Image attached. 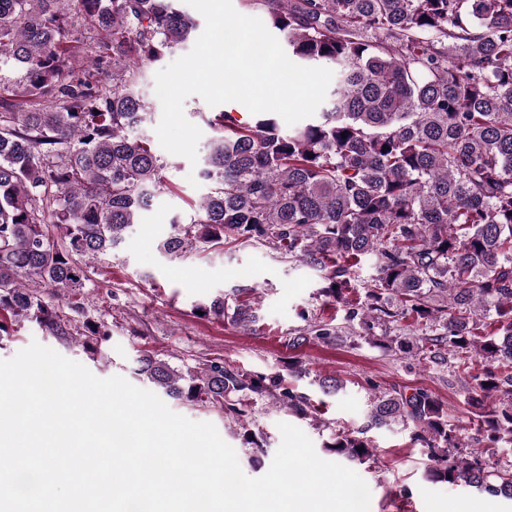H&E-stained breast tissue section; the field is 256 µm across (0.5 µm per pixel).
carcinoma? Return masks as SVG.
<instances>
[{
  "label": "carcinoma",
  "instance_id": "cac0c4a2",
  "mask_svg": "<svg viewBox=\"0 0 512 512\" xmlns=\"http://www.w3.org/2000/svg\"><path fill=\"white\" fill-rule=\"evenodd\" d=\"M179 0H0V340L17 322L102 358L107 322L71 315L49 291L78 292L127 240L163 186L164 157L134 135L150 118L146 65L190 41ZM278 30L291 61L333 70L307 123L223 110L197 175L210 191L159 243L170 258L256 243L322 272L345 326L313 321L288 345L382 336L385 348L463 368L478 415L462 443L425 388L370 387L367 424L323 444L374 457L367 433L400 423L431 461L428 480L512 500V0H244ZM108 83L86 76L85 55ZM374 275L358 283V269ZM365 299L352 298L358 287ZM205 316L246 325L250 305ZM409 323L402 324L403 320ZM483 363L468 373L464 355ZM136 374L170 399L241 422L251 397L307 414L305 365L272 376L221 359L183 370L143 352Z\"/></svg>",
  "mask_w": 512,
  "mask_h": 512
}]
</instances>
